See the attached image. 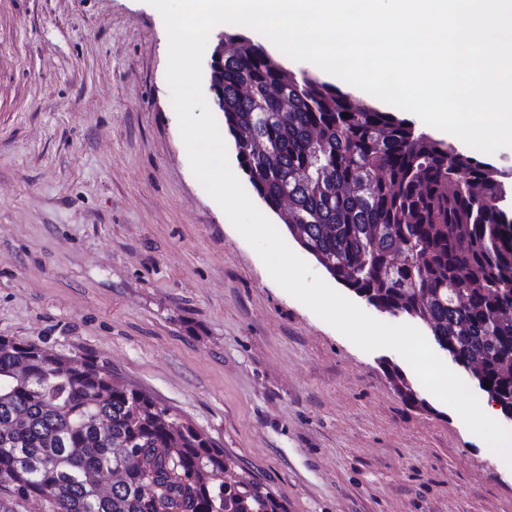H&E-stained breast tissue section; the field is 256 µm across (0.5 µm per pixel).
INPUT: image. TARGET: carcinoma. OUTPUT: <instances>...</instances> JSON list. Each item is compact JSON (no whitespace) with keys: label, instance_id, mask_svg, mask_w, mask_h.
<instances>
[{"label":"carcinoma","instance_id":"carcinoma-1","mask_svg":"<svg viewBox=\"0 0 512 512\" xmlns=\"http://www.w3.org/2000/svg\"><path fill=\"white\" fill-rule=\"evenodd\" d=\"M224 131L292 239L337 283L426 326L468 385L512 405V210L505 175L352 98L241 33L224 34ZM385 373L429 410L405 371ZM209 435L95 359L80 369L0 336V486L50 512H288L259 482L224 480Z\"/></svg>","mask_w":512,"mask_h":512}]
</instances>
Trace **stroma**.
Segmentation results:
<instances>
[{
	"instance_id": "1",
	"label": "stroma",
	"mask_w": 512,
	"mask_h": 512,
	"mask_svg": "<svg viewBox=\"0 0 512 512\" xmlns=\"http://www.w3.org/2000/svg\"><path fill=\"white\" fill-rule=\"evenodd\" d=\"M148 0H0V336L97 358L288 512H512V466L285 292L191 171ZM384 368L394 391L406 404L423 410H431L429 402L417 391L402 368L394 363H386Z\"/></svg>"
}]
</instances>
